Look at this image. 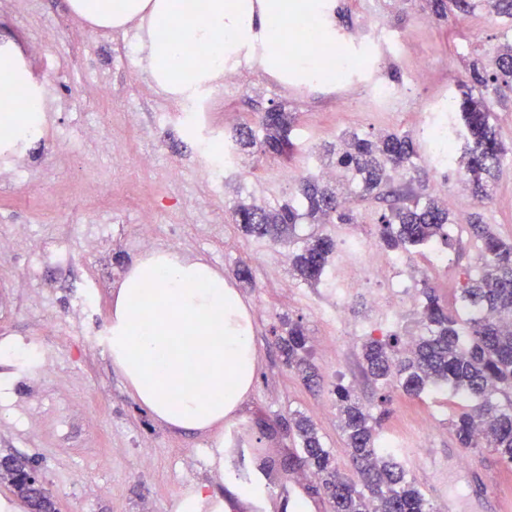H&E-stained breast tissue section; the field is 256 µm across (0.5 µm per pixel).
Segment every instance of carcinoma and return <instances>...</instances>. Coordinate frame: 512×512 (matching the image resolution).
<instances>
[{"mask_svg":"<svg viewBox=\"0 0 512 512\" xmlns=\"http://www.w3.org/2000/svg\"><path fill=\"white\" fill-rule=\"evenodd\" d=\"M425 2L429 15L439 21L448 19L450 13L466 14L471 9L469 0ZM469 77V91L451 103V109L460 113L464 140L456 162L465 170L473 198L484 203L490 199L491 182L505 152L490 122V106L491 96L512 82V45L502 46L489 67L472 63ZM293 123L292 114L271 108L261 119L262 136L256 137L252 126L244 123L235 130L234 145L239 151L286 156L293 150ZM324 151L336 157V169L355 172L364 194L370 195L393 182L390 172L412 170L416 142L408 134L353 135ZM415 181L423 182L422 176H412L390 192L391 203L377 220L379 241L390 251L409 252L449 238L448 207L433 196L420 201L413 188ZM298 192L303 213L291 202L271 207L239 201L232 208L234 221L245 234L272 241L290 234L303 218L314 224L356 223V212L343 206L338 192L319 179H302ZM472 227L483 243L484 272L478 278H467L461 287L463 300L472 308L464 328H458L435 289L428 287L421 311L425 334L406 347L396 334L385 339L369 335L361 344L362 359L375 381L395 383L409 395L448 386L465 397L468 404L451 421L458 443L466 449L489 448L499 462L512 466V404L494 400L497 392L512 390V241L501 238L480 217ZM335 249L332 238L318 236L294 256L293 270L303 281L316 283ZM281 350L288 366L309 368L307 340L300 324H288ZM333 394L356 479L340 472L310 419L299 415L288 420L290 434L317 479L315 491L323 494L331 512H435L395 462L392 450L383 447L378 434L383 415L365 410L344 385H337Z\"/></svg>","mask_w":512,"mask_h":512,"instance_id":"1","label":"carcinoma"}]
</instances>
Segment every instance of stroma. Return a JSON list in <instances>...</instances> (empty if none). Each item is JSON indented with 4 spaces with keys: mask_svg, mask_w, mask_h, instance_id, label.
<instances>
[{
    "mask_svg": "<svg viewBox=\"0 0 512 512\" xmlns=\"http://www.w3.org/2000/svg\"><path fill=\"white\" fill-rule=\"evenodd\" d=\"M343 17L336 40L350 62H357L360 41L354 34L366 16H375L405 36L395 53L379 52L376 74H340L335 84L310 87L296 79L280 82L257 64L241 65L243 88L217 95L210 122L221 139L240 123L257 121L272 107L294 113L290 157L241 155L223 172L221 190H213L201 151L183 124V99L158 89L134 54L136 29L97 30L74 17L68 0H0V48L30 52L32 69L54 100L46 114L42 140H29L26 181L0 197V239L14 238L25 224L28 235L16 252L0 253V342L31 346L38 361L8 366L9 383L0 387V459L35 462L59 512H172L177 495L194 483L223 495L224 477L207 434L173 429L154 421L131 397L104 346L110 325L112 290L131 262L145 254L137 239L142 208L157 215L155 248H175L205 259L223 272L250 305L259 357L252 393L235 421L224 429V460L236 473L269 482L268 504L253 512H282L285 503L311 497L306 467L293 459V440L282 428L292 415L310 417L323 445L340 470L352 474L349 450L332 396L336 384L353 389L367 408L390 415L381 424L382 439L402 443L395 458L435 507L453 503L454 512H489L488 489L512 484V468L490 450L460 448L449 422L463 400L446 389L408 396L392 385L374 382L363 370L365 334L418 336V311H403L395 323L380 326L373 314L374 295L386 284L359 278L344 253L334 252L321 280L309 284L292 276L290 259L313 236L335 240L353 236L368 244L380 260L390 254L378 239L381 205L361 193L354 173L342 175L344 191L356 194L354 224H312L301 220L284 241L273 243L244 235L232 221L235 202L274 206L296 196L298 177L325 165L321 146L352 134L363 138L384 132L413 136L415 167L429 181L456 182V173L427 163L424 116L441 99L457 98L473 60L490 62L498 47L512 41V19L497 15L486 0L454 21H427L419 0H336ZM58 32L44 44V30ZM426 78H418L420 65ZM112 80L110 97H100L101 77ZM394 87L395 103L374 98V83ZM108 112L112 123L86 132L92 114ZM492 121L506 152L490 203L449 205L452 234L446 264L432 269L426 284L435 288L449 313L466 320L460 287L482 266L481 242L471 217L481 214L504 239H512V91L494 99ZM125 152L131 166L152 152L156 163L141 173L140 204L128 201L120 174L114 173L105 143ZM178 169L168 182L165 171ZM112 196L111 211L91 216L94 195ZM55 240L69 250L59 266L42 252ZM248 265L251 282L235 270ZM354 283L344 305L336 303L339 277ZM97 290L95 311L82 306ZM342 310L343 322L331 317ZM55 324L46 335V320ZM299 323L308 341L310 372L289 368L278 344L287 322ZM150 467H142L143 459ZM273 470L261 471L262 463Z\"/></svg>",
    "mask_w": 512,
    "mask_h": 512,
    "instance_id": "1",
    "label": "stroma"
}]
</instances>
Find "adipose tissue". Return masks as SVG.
<instances>
[{
	"label": "adipose tissue",
	"mask_w": 512,
	"mask_h": 512,
	"mask_svg": "<svg viewBox=\"0 0 512 512\" xmlns=\"http://www.w3.org/2000/svg\"><path fill=\"white\" fill-rule=\"evenodd\" d=\"M94 28L136 24L137 52L156 87L174 97L220 83L241 61H255L280 81L289 74L320 86L331 78L322 57L291 54L295 21L329 9L330 0H69ZM204 49L198 62L187 44ZM43 110L15 56L0 52V113L15 138H25ZM112 365L132 398L155 421L210 432L235 418L258 370L248 305L223 273L174 249L151 251L128 267L112 295L105 338ZM224 497L194 485L174 512H249L264 501V482L227 476Z\"/></svg>",
	"instance_id": "1"
}]
</instances>
